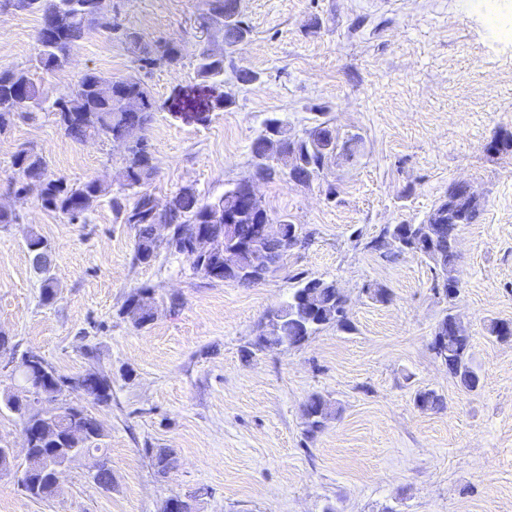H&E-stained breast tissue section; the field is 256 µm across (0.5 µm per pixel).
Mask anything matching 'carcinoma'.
I'll return each mask as SVG.
<instances>
[{
	"label": "carcinoma",
	"instance_id": "cac0c4a2",
	"mask_svg": "<svg viewBox=\"0 0 512 512\" xmlns=\"http://www.w3.org/2000/svg\"><path fill=\"white\" fill-rule=\"evenodd\" d=\"M92 0H3V6L19 11L36 12L40 15V27L36 39L37 66L47 71L66 67L78 43L92 29L110 33L118 32L128 50L135 56L143 70L154 67L155 60L166 57L171 64L182 60L181 44L174 40L148 42L133 30L124 29L114 18H102L91 7ZM236 0H210L208 23L224 46H237L248 34V27L235 12ZM198 76L207 80H218L224 76V55L215 54L210 46L203 45L196 55ZM24 89L30 100L28 114L42 108L41 93L24 70L0 71V135L10 127L16 112L18 89ZM159 110L148 86L136 77L114 79L100 71L88 70L76 81L71 91L57 98L51 105L55 121L65 134L76 140L93 138H119L127 144L125 163L118 173L120 193L112 195V211L122 223L135 230L134 260L149 264L161 250L185 256L194 274L211 282H240L242 274L224 269L225 235L224 214L234 216L232 236L245 246L240 256V268L247 269L263 279L288 252V245L302 242L296 225L282 220V237L271 239L261 232V225L272 223L264 205H252L243 185L236 184L213 202H201L196 190L184 187L175 197L169 212L155 213L154 196L148 190L157 176V166L151 152L144 146L141 136L154 121ZM266 128L276 134L279 151L268 155L251 148L255 159L254 176L271 181L288 175V168L301 164L307 166L312 178L324 170L329 156L336 155L338 142L336 130L319 124L305 135H292L277 120H270ZM14 176L11 188L26 195L33 194L41 205L50 211L65 216L76 223L93 210L106 188L96 180L71 185L62 176L52 174L42 153L33 148L19 151L13 158ZM132 192L134 201L126 204V192ZM482 208L473 204L459 192L448 190L429 214L441 248L436 262L443 279L450 280L457 265V253L449 241L455 238L462 224H474L480 218ZM163 221L170 227V238L159 240L154 235V225ZM204 230L214 243V249L204 258L193 255L189 248L194 233ZM46 239L38 234L30 236L27 250L33 268L44 276V300L53 299L54 286L49 277L50 268L39 259L42 250L38 246ZM120 314L137 326L151 322L148 312L137 303V294H131L120 310ZM334 323L347 326L344 320V303L336 293L334 283L322 279H309L294 290L288 302L280 306L276 314L265 322L267 347L273 349L291 343L298 336H310L320 327ZM444 347L447 350L445 366L448 372L467 390L474 391L480 385V377L472 366L470 346L457 336H448ZM29 376L35 386L32 395L10 394L4 398L6 408L16 413L22 429L34 434L29 438V457L37 466L24 472L30 496L43 499L53 494L59 475L64 473L65 458L59 449L75 431L93 434L88 446L98 449L100 435L95 433L96 419L77 405L63 403L46 417V423L35 422V410L31 400L57 401L63 393L52 367L43 362L30 368ZM70 390L75 391L96 404L111 401L112 388L109 376L89 369L71 379ZM309 432L321 429L331 415L328 403L312 397L304 405Z\"/></svg>",
	"mask_w": 512,
	"mask_h": 512
}]
</instances>
